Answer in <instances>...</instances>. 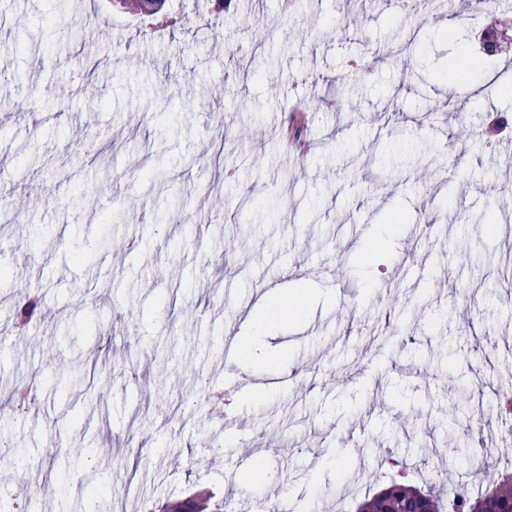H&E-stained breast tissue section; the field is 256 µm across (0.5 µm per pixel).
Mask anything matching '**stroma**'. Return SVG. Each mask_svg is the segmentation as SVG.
<instances>
[{"label": "stroma", "instance_id": "1", "mask_svg": "<svg viewBox=\"0 0 512 512\" xmlns=\"http://www.w3.org/2000/svg\"><path fill=\"white\" fill-rule=\"evenodd\" d=\"M0 12L20 45L0 66V442L25 460L0 470L38 512L198 490L356 512L395 474L384 450L471 493L512 472V213L485 191H512V152L460 135L512 115V47L449 77L512 0H202L147 38L118 0ZM336 96L349 111L323 107ZM296 108L300 158L281 146ZM272 277L306 316L256 337ZM32 293L42 314L15 335Z\"/></svg>", "mask_w": 512, "mask_h": 512}]
</instances>
